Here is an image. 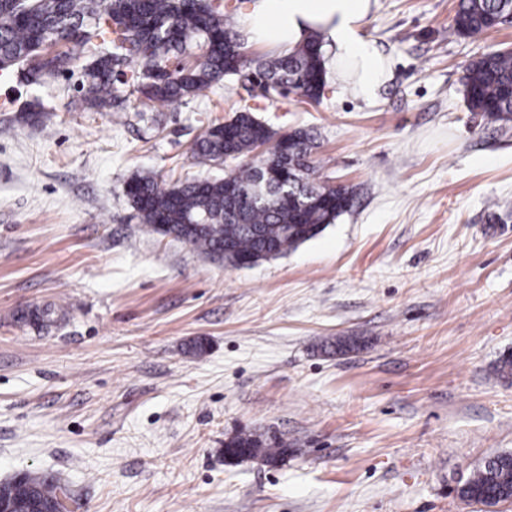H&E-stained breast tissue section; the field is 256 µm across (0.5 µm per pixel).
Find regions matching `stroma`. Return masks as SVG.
<instances>
[{
  "instance_id": "obj_1",
  "label": "stroma",
  "mask_w": 512,
  "mask_h": 512,
  "mask_svg": "<svg viewBox=\"0 0 512 512\" xmlns=\"http://www.w3.org/2000/svg\"><path fill=\"white\" fill-rule=\"evenodd\" d=\"M456 4L377 0L363 31L391 74L370 99L332 81L293 105L232 77L149 109L122 83L125 111H74L86 51L49 47L74 61L40 85L0 72V482L51 474L72 512H512L459 496L512 452V128L464 99L512 21L452 36ZM234 102L311 130L316 179L354 192L315 239L240 269L143 232L124 194L141 171H228L191 146ZM49 304L57 326L15 319ZM331 336L364 343L327 354ZM240 432L295 453L227 459Z\"/></svg>"
}]
</instances>
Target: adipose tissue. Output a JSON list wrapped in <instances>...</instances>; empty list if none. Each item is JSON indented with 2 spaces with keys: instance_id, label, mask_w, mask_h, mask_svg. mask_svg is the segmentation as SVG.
<instances>
[{
  "instance_id": "ef3b65f1",
  "label": "adipose tissue",
  "mask_w": 512,
  "mask_h": 512,
  "mask_svg": "<svg viewBox=\"0 0 512 512\" xmlns=\"http://www.w3.org/2000/svg\"><path fill=\"white\" fill-rule=\"evenodd\" d=\"M375 0H251L240 20L249 40L278 52L306 43L312 32L323 36L328 79L340 80L351 66L361 97H371L386 79L385 56L363 33Z\"/></svg>"
}]
</instances>
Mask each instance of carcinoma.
Returning <instances> with one entry per match:
<instances>
[{"instance_id": "obj_1", "label": "carcinoma", "mask_w": 512, "mask_h": 512, "mask_svg": "<svg viewBox=\"0 0 512 512\" xmlns=\"http://www.w3.org/2000/svg\"><path fill=\"white\" fill-rule=\"evenodd\" d=\"M512 13V0H458L451 35H473L495 29L493 19ZM65 42L94 50L81 81L82 96L74 108H110L121 104L114 76L131 75L134 91L154 103L193 98L221 80L250 79L238 66L241 38L234 19L215 0H0V68L27 61L29 84L43 76L68 70L69 53L45 56L49 45ZM321 36L311 37L288 55H270L253 70L262 90L298 102H317L326 87ZM190 57L191 65L174 59ZM470 111L491 121L512 122V52L491 51L469 66L465 83ZM275 142L266 164L284 176L285 185L266 190L263 168L247 162L223 178H193L162 185L151 172L139 173L124 192L148 232L179 240L211 258H224L233 268L254 265L283 255L316 238L327 225L347 213L353 202L342 186L313 177L309 158L314 136L304 130L288 133V153L266 123L246 108L234 109L224 124L208 126L192 146L201 162H225L248 157ZM248 191L261 189V198L240 212L226 195V179ZM63 317L52 305L21 311L18 320L43 328ZM240 457L261 455L274 462L288 455V445L267 442L252 433H239L224 446ZM25 499L20 512H69L70 489L44 473L25 472ZM460 497L486 507L512 503V453L493 455L472 471L459 489Z\"/></svg>"}]
</instances>
